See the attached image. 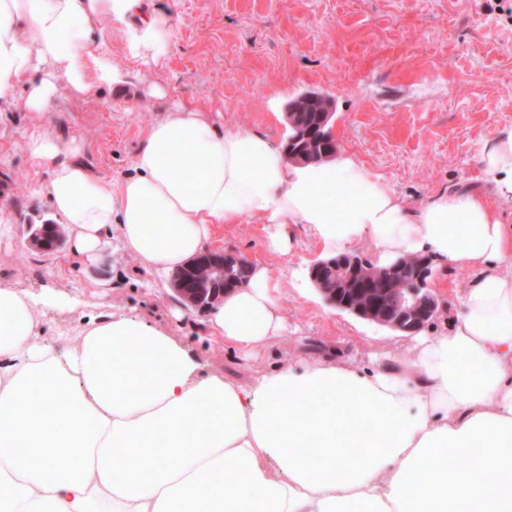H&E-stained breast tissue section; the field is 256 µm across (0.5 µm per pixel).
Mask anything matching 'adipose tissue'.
Listing matches in <instances>:
<instances>
[{"instance_id":"ef3b65f1","label":"adipose tissue","mask_w":512,"mask_h":512,"mask_svg":"<svg viewBox=\"0 0 512 512\" xmlns=\"http://www.w3.org/2000/svg\"><path fill=\"white\" fill-rule=\"evenodd\" d=\"M132 59L164 56L173 18L142 0H0V107L44 112L123 73L101 21ZM37 191L73 257L101 265L118 230L148 287L208 250L220 224L307 225L325 251L369 239L379 265L430 254L475 271L448 334L418 338L405 365L309 359L248 383L210 373L175 334L96 312L80 341L46 340L35 299L0 281V512H512V127L460 187L410 208L351 155L292 164L274 137L218 132L178 105L149 129L119 181L76 162L77 140L35 127ZM280 282L251 264L208 319L244 356L285 330Z\"/></svg>"}]
</instances>
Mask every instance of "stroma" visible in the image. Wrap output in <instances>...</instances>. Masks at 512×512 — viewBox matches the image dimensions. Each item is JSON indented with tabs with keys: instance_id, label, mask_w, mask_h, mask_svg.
Wrapping results in <instances>:
<instances>
[{
	"instance_id": "obj_1",
	"label": "stroma",
	"mask_w": 512,
	"mask_h": 512,
	"mask_svg": "<svg viewBox=\"0 0 512 512\" xmlns=\"http://www.w3.org/2000/svg\"><path fill=\"white\" fill-rule=\"evenodd\" d=\"M174 18L166 56L144 64L127 56L120 36L102 24L99 48L124 74L89 97L61 95L47 112H0V203L14 215V236L0 244V278L38 298L46 337L73 330L94 307L131 316L181 336L211 371L241 382L307 356H371L410 361L413 337L330 307L309 279L321 247L308 226L289 227L290 251L267 247L264 225L245 220L220 229L216 249L261 262L280 279L286 333L270 350L244 358L204 339L207 312L181 307L172 293L144 288L145 273L113 243L98 277L66 249L45 253L29 237L49 218L33 193L48 173L28 152L45 124L77 139L76 160L92 175L122 177L147 130L177 104L210 112L218 129L251 128L286 139L284 114L307 92L335 107L338 152L354 155L412 207L467 185L486 190L476 155L481 142L512 126V0H146ZM166 95H149L153 84ZM472 271L434 264L428 286L438 301L423 334L449 327Z\"/></svg>"
}]
</instances>
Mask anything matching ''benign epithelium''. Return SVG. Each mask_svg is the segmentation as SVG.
<instances>
[{
    "label": "benign epithelium",
    "mask_w": 512,
    "mask_h": 512,
    "mask_svg": "<svg viewBox=\"0 0 512 512\" xmlns=\"http://www.w3.org/2000/svg\"><path fill=\"white\" fill-rule=\"evenodd\" d=\"M200 258L208 264L212 277L211 291L207 299L194 296V290L187 287L181 279L174 277L171 280L173 293L187 308H212L224 300L227 291L241 285L232 269L244 264L242 256L208 251L201 254ZM362 266H366L364 261L348 254H340L312 265L310 278L331 306L380 326L412 334L423 328L435 315L437 304L427 289V280L432 274L429 256L418 255V263L412 268V275L405 281L404 288H391L388 284V280L402 275L403 264L396 260L388 265L382 280L371 290V303L366 308L352 303L346 295L352 285V276Z\"/></svg>",
    "instance_id": "7a95c632"
}]
</instances>
